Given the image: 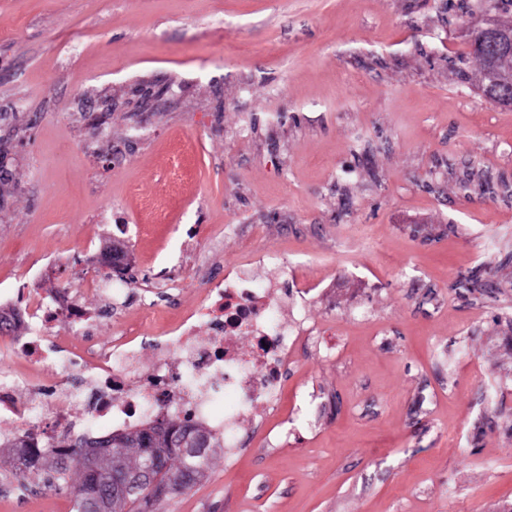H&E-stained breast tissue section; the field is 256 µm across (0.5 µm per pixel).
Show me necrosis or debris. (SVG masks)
I'll use <instances>...</instances> for the list:
<instances>
[{
	"label": "necrosis or debris",
	"instance_id": "obj_1",
	"mask_svg": "<svg viewBox=\"0 0 512 512\" xmlns=\"http://www.w3.org/2000/svg\"><path fill=\"white\" fill-rule=\"evenodd\" d=\"M87 292L108 302L112 284L89 279L58 295L28 298L21 306L0 291V307L27 327L14 337L13 351L33 362H51L59 388L72 390L66 403L46 401L36 386L20 399L15 391L25 378L0 370V424L11 426L0 439L27 440V459L38 457L46 441L66 446L76 433H91L93 424L135 423L157 409L191 413L212 433L235 436L254 404L280 384L288 351L300 334L284 318L287 295L236 269L209 287L207 304L191 310L170 332L149 371H141L129 343L108 351L88 347L82 357L71 358L58 348L52 330L66 320L80 335H91L95 323L78 300ZM74 367L80 381L73 386L69 371Z\"/></svg>",
	"mask_w": 512,
	"mask_h": 512
}]
</instances>
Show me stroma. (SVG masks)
Segmentation results:
<instances>
[{
	"label": "stroma",
	"mask_w": 512,
	"mask_h": 512,
	"mask_svg": "<svg viewBox=\"0 0 512 512\" xmlns=\"http://www.w3.org/2000/svg\"><path fill=\"white\" fill-rule=\"evenodd\" d=\"M480 9L0 0V289L111 277L121 241L124 295L82 302L145 369L207 274L268 251L254 280L309 291L281 388L159 512H512V108L479 92ZM71 508L0 457V512Z\"/></svg>",
	"instance_id": "1"
}]
</instances>
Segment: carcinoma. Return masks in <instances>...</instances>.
<instances>
[{
	"instance_id": "carcinoma-1",
	"label": "carcinoma",
	"mask_w": 512,
	"mask_h": 512,
	"mask_svg": "<svg viewBox=\"0 0 512 512\" xmlns=\"http://www.w3.org/2000/svg\"><path fill=\"white\" fill-rule=\"evenodd\" d=\"M219 447L220 438L205 427L165 416L118 437L91 441L83 436L73 442L69 456L49 443L33 468L46 474L49 485L59 488L70 486L71 473L77 471L72 512H90L93 498L104 503L106 512H156L161 502L197 483L209 467L212 449ZM152 459L159 463L153 481L126 497L112 498L114 462L135 472Z\"/></svg>"
}]
</instances>
